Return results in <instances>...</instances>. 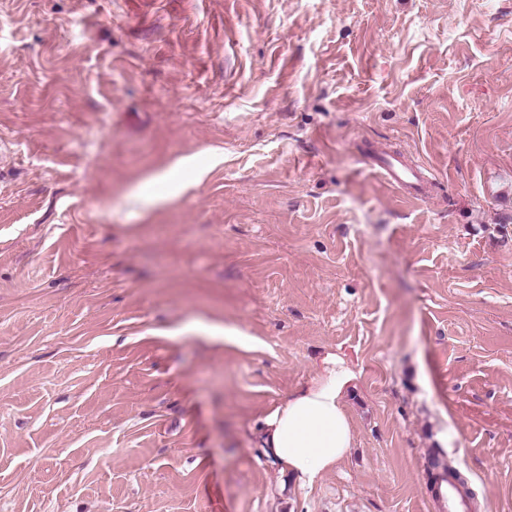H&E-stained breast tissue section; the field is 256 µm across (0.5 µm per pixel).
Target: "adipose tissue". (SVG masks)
Returning a JSON list of instances; mask_svg holds the SVG:
<instances>
[{"mask_svg":"<svg viewBox=\"0 0 512 512\" xmlns=\"http://www.w3.org/2000/svg\"><path fill=\"white\" fill-rule=\"evenodd\" d=\"M354 375L328 355L320 373L263 420L261 444L282 471L311 484L333 469L352 444L344 393Z\"/></svg>","mask_w":512,"mask_h":512,"instance_id":"ef3b65f1","label":"adipose tissue"}]
</instances>
